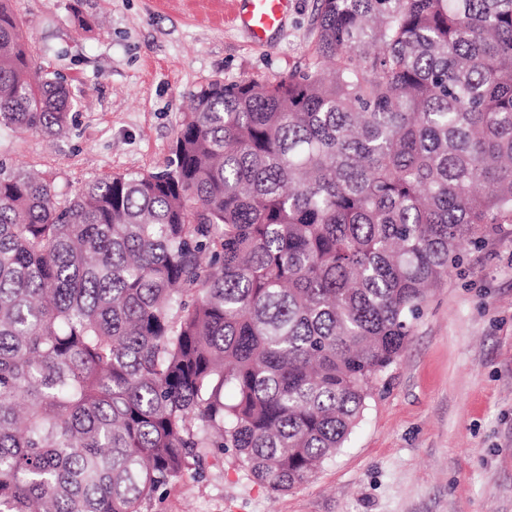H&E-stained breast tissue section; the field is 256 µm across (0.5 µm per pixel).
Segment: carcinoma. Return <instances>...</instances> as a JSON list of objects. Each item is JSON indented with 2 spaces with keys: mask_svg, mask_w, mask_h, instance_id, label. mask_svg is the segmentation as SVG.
Listing matches in <instances>:
<instances>
[{
  "mask_svg": "<svg viewBox=\"0 0 512 512\" xmlns=\"http://www.w3.org/2000/svg\"><path fill=\"white\" fill-rule=\"evenodd\" d=\"M312 60L193 96L159 172L0 161V512H142L344 447L431 290L512 224V0H319ZM0 0V128L73 122Z\"/></svg>",
  "mask_w": 512,
  "mask_h": 512,
  "instance_id": "carcinoma-1",
  "label": "carcinoma"
}]
</instances>
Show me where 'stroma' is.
<instances>
[{
    "label": "stroma",
    "mask_w": 512,
    "mask_h": 512,
    "mask_svg": "<svg viewBox=\"0 0 512 512\" xmlns=\"http://www.w3.org/2000/svg\"><path fill=\"white\" fill-rule=\"evenodd\" d=\"M240 0H12L75 122L49 139L0 130V159L62 187L163 170L193 94L215 79L275 83L305 67L318 0H295L266 47L233 21ZM92 25L74 28L75 15ZM143 512H512V224L436 288L344 448L272 494L229 459L163 487Z\"/></svg>",
    "instance_id": "1"
}]
</instances>
